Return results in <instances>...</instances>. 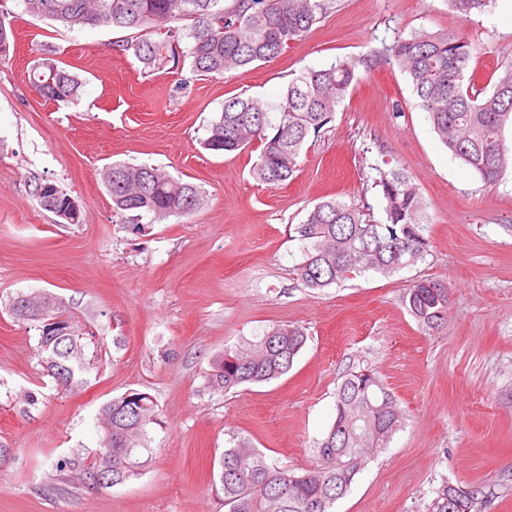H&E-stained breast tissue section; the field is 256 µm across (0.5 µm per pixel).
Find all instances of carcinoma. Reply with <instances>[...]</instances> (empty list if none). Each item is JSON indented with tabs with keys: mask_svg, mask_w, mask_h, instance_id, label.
Instances as JSON below:
<instances>
[{
	"mask_svg": "<svg viewBox=\"0 0 512 512\" xmlns=\"http://www.w3.org/2000/svg\"><path fill=\"white\" fill-rule=\"evenodd\" d=\"M332 0H18L22 12L68 29L107 28L125 32L112 42L131 53L148 73L170 64H188L200 76H223L251 64L268 63L300 41ZM492 0H448L452 11L469 17L482 13ZM183 21V26L172 22ZM476 48L454 32L418 29L399 37L383 54L370 59L338 60L327 68L307 69L294 77L276 100L235 94L224 100L220 116L208 128L204 148L217 153L259 149L253 178L281 185L295 176L304 146L332 121L336 107L369 69L392 60L405 73L416 107L426 112L434 132L452 157L493 186L512 172V147L506 128L512 127V65L503 69L491 88L477 89L468 74ZM30 87L47 102L80 101L83 82L42 48L29 77ZM385 220L377 222L364 209L338 199L316 204L298 227L308 242L295 268L297 280L318 290L353 273L374 270L391 274L425 258L430 247L427 203L400 168L377 169ZM112 177V210L129 221L152 222L189 216L202 204L200 189L175 180L149 165L114 163L103 177ZM49 179L35 182L33 193L52 213L67 206V194L54 202L39 192ZM450 286L421 279L408 288L404 304L424 331L448 320ZM38 331L43 367L57 389L73 391L98 370V358L87 356L84 338L49 336L41 323L18 315ZM307 342L303 328L277 325L254 343L226 350L213 359L211 386L229 391L245 384L269 382L286 374ZM103 444L88 466L90 479L108 472L112 485L123 484L144 470L148 427L154 423V401L143 392H127L107 402L99 419ZM404 426L394 396L371 370L349 372L336 389L335 418L316 441L317 466L298 473L270 463L265 454L244 442L224 449L218 473L219 489L229 512H330L362 470L368 449L385 448ZM459 503L456 512H474L473 494L443 487L431 512H448V496Z\"/></svg>",
	"mask_w": 512,
	"mask_h": 512,
	"instance_id": "1",
	"label": "carcinoma"
}]
</instances>
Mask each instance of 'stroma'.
I'll return each instance as SVG.
<instances>
[{
    "mask_svg": "<svg viewBox=\"0 0 512 512\" xmlns=\"http://www.w3.org/2000/svg\"><path fill=\"white\" fill-rule=\"evenodd\" d=\"M11 11L14 46L0 59V512H229L211 485L230 441L278 466H314L351 370L370 369L405 425L371 454L333 512H428L447 484L473 492L477 512H512V176L484 185L454 159L414 107L407 76L380 63L362 75L296 178L256 182L258 153L202 146L228 96L277 99L301 71L385 52L411 30L462 33L470 65L492 85L512 65V0L463 18L448 0H335L275 61L224 77L189 69L146 74L112 49L120 33L66 29ZM50 45L83 82L79 104L47 103L28 73ZM402 104L395 114L394 104ZM115 162L149 164L194 183L201 207L131 231L100 176ZM404 169L428 203L429 253L397 273L367 271L311 290L297 281L296 233L314 204L370 203L371 166ZM55 181L81 207L62 224L32 193ZM448 282V326L423 332L403 303L419 279ZM19 293H47L102 343L87 385L57 390L38 333L8 311ZM277 324L308 339L277 380L226 392L210 387L213 358ZM148 393L156 424L142 475L98 486L84 473L101 444L100 407Z\"/></svg>",
    "mask_w": 512,
    "mask_h": 512,
    "instance_id": "obj_1",
    "label": "stroma"
}]
</instances>
